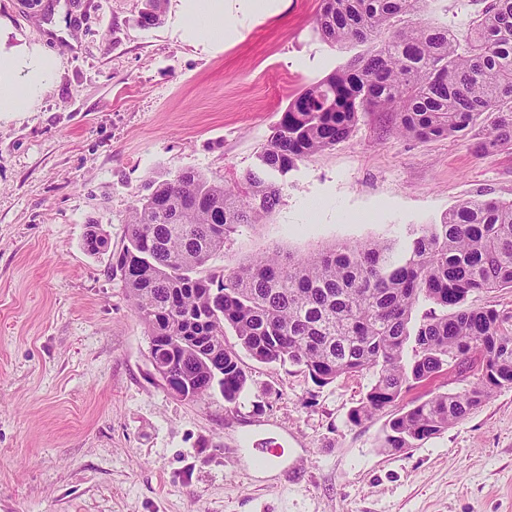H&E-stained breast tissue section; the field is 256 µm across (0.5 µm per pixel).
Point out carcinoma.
<instances>
[{
    "label": "carcinoma",
    "instance_id": "obj_1",
    "mask_svg": "<svg viewBox=\"0 0 512 512\" xmlns=\"http://www.w3.org/2000/svg\"><path fill=\"white\" fill-rule=\"evenodd\" d=\"M141 23H161L166 0H142ZM432 0H320L316 29L331 46L371 45L309 85L289 104L259 154V166L233 187L195 170L160 174L142 185L128 245L110 266L147 329L154 362H166L168 390L197 401L219 388L234 404L247 385L234 331L262 363L297 365L319 386L375 372L349 413L359 425L432 380L452 359L482 362L467 393L442 392L386 426L381 447L412 448L465 417L489 394L512 387V315L472 308L470 294L512 288V201L467 199L438 224L411 231L407 255L387 242L336 243L306 257L257 256L227 274L203 273L241 226L262 224L280 202L273 172L347 138L361 112H390L398 133L464 138L478 125L485 151L512 145V0H488L465 30L422 19ZM88 252L109 248L97 221ZM426 313L408 324L420 299ZM413 340L410 362L405 345Z\"/></svg>",
    "mask_w": 512,
    "mask_h": 512
}]
</instances>
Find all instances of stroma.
<instances>
[{"label": "stroma", "instance_id": "stroma-1", "mask_svg": "<svg viewBox=\"0 0 512 512\" xmlns=\"http://www.w3.org/2000/svg\"><path fill=\"white\" fill-rule=\"evenodd\" d=\"M224 0L234 35L183 37L141 0H0V31L57 60L29 111L0 114V512H512V388L404 452L381 447L399 409L461 392L456 373L415 384L352 424L373 372L316 385L240 351L237 403L189 402L155 373L149 338L109 265L144 181L194 169L234 185L289 102L366 46L316 33L320 0ZM419 140L366 112L330 150L272 174L280 203L239 228L207 270L271 252L389 241L464 199L512 200V147ZM108 252L90 255L88 220Z\"/></svg>", "mask_w": 512, "mask_h": 512}]
</instances>
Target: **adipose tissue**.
<instances>
[{
  "label": "adipose tissue",
  "mask_w": 512,
  "mask_h": 512,
  "mask_svg": "<svg viewBox=\"0 0 512 512\" xmlns=\"http://www.w3.org/2000/svg\"><path fill=\"white\" fill-rule=\"evenodd\" d=\"M183 8L192 20L191 35L220 43L233 30L224 0H183ZM54 70V59L39 51L0 50V112L27 111Z\"/></svg>",
  "instance_id": "1"
}]
</instances>
